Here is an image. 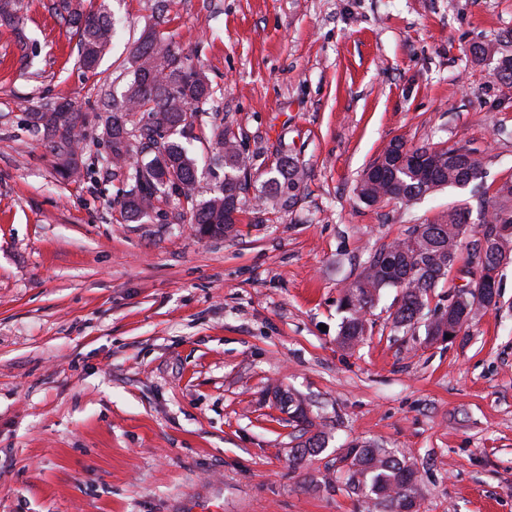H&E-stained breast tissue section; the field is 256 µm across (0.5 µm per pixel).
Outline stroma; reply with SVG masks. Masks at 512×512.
<instances>
[{"label": "stroma", "mask_w": 512, "mask_h": 512, "mask_svg": "<svg viewBox=\"0 0 512 512\" xmlns=\"http://www.w3.org/2000/svg\"><path fill=\"white\" fill-rule=\"evenodd\" d=\"M57 0L0 23V512H365L340 479L353 441L413 463L420 512H512V263L500 303L454 340L395 330L383 291L352 347L344 288L370 250L449 208L479 219L470 189L368 206L355 186L393 139L459 143L485 187L512 179V0H108L124 26L98 74ZM191 55L214 95L195 120L208 161L224 128L261 190L277 156L306 169L298 202L244 206L200 237L177 200L123 221L128 183L87 127L68 181L30 109L70 102L107 116L148 26ZM294 393L318 456L293 467Z\"/></svg>", "instance_id": "1"}]
</instances>
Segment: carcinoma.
Returning <instances> with one entry per match:
<instances>
[{
	"label": "carcinoma",
	"mask_w": 512,
	"mask_h": 512,
	"mask_svg": "<svg viewBox=\"0 0 512 512\" xmlns=\"http://www.w3.org/2000/svg\"><path fill=\"white\" fill-rule=\"evenodd\" d=\"M28 9L25 0H0V22L10 23ZM62 9L78 38V64L86 72H96L114 36L112 12L106 3L96 9H84L82 3L65 0ZM127 86L118 98H112V111L101 129L108 149L106 160L126 170L130 189L117 199L121 217L140 222L156 211L155 203L172 197L184 200L188 223L199 234L223 237L233 230L240 212L243 194L250 185L251 164L236 134L226 129L216 142L213 165L199 168L190 145L194 117L213 100L207 76L193 65L189 55L175 47L164 35L150 27L144 31L128 61ZM67 112L44 106L31 112L32 126L59 154L64 156L60 173L68 179L82 176L85 165L75 157L72 145L83 136L88 122L86 113L72 104ZM381 167L362 176L356 186L360 200L368 206L396 201L416 203L446 187L471 188L484 182V166L477 154L457 143L438 149L408 147L391 141L377 157ZM275 176L269 178L255 196V210L276 211L292 206L300 192L306 172L293 156L277 161ZM204 178L212 181L210 195H195ZM481 220L469 224V212L451 209L439 222L414 224L404 237L370 253L363 270L344 291L341 306L346 310L338 340L350 347L363 340L366 331L363 314L372 308L385 289L399 291L392 313L393 327L411 329L428 306L439 283L448 277L459 248L470 232L472 263L482 280L486 294L499 293V275L490 276L492 253L512 257V180L497 185L492 195L480 203ZM489 252H479L480 241ZM477 284L468 280L454 287L448 296L454 325H469ZM280 402L299 423L308 422L302 402L290 392L279 393ZM323 450L319 433L293 449V465ZM346 462L345 487L363 498L370 512H402L405 500L417 479L412 464L405 458L370 442H352L342 455Z\"/></svg>",
	"instance_id": "carcinoma-1"
}]
</instances>
